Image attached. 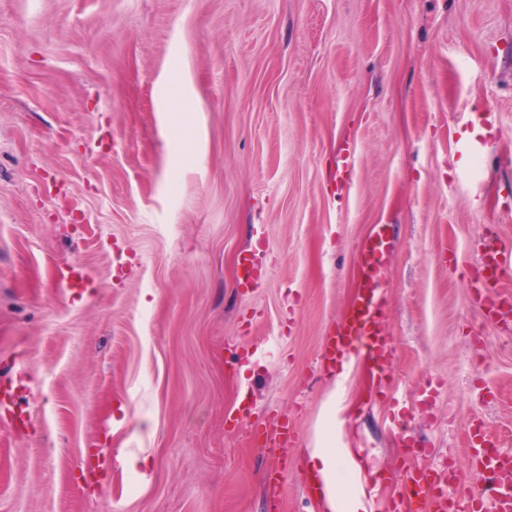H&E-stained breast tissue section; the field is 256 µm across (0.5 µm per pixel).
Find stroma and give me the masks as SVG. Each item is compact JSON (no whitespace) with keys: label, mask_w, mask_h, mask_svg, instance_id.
I'll return each mask as SVG.
<instances>
[{"label":"stroma","mask_w":512,"mask_h":512,"mask_svg":"<svg viewBox=\"0 0 512 512\" xmlns=\"http://www.w3.org/2000/svg\"><path fill=\"white\" fill-rule=\"evenodd\" d=\"M471 107L501 128L473 170ZM377 224L382 385L318 368ZM484 224L512 243V0H0V376L27 385L24 427L0 428V512H320L298 466L268 502L252 427L277 415L289 457L326 427L369 447L385 501L394 421L417 464L466 467L469 420L512 427V335L466 288ZM259 237L267 275L243 294ZM70 263L93 278L79 300L54 279ZM90 449L144 460L148 486L115 465L94 498ZM266 273L265 253L259 242L253 247L242 250L238 255L236 287L249 290Z\"/></svg>","instance_id":"1"}]
</instances>
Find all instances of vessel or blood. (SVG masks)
<instances>
[{
  "instance_id": "b4317fda",
  "label": "vessel or blood",
  "mask_w": 512,
  "mask_h": 512,
  "mask_svg": "<svg viewBox=\"0 0 512 512\" xmlns=\"http://www.w3.org/2000/svg\"><path fill=\"white\" fill-rule=\"evenodd\" d=\"M469 126L484 128L486 137L478 142H460L458 151L465 157L483 150L488 140L498 138L500 129L494 113L470 111L465 115ZM392 242L384 225H375L370 237L359 248L356 264L359 284L355 298L345 315L331 327L322 340L319 367L332 373L337 363L360 359L373 378L381 380L391 370L394 343L381 330V313L385 305L381 284L383 266ZM512 270V245L502 243L485 248L479 263L469 272L471 305L476 315L512 332V296L504 295L505 274ZM266 273L265 253L256 245L238 255L236 286L249 290ZM56 282L66 295L83 293L92 278L79 264L60 267ZM269 453L295 444L296 436L288 421L276 420L256 428ZM464 450L473 470L485 475L486 484L472 491L468 477L453 464L417 466L404 464L396 479V493L385 507H378L372 491L360 487L366 512H512V449L501 445L497 436L483 425L471 424L465 434ZM84 483L93 495H103L109 465L98 457H86L79 463Z\"/></svg>"
}]
</instances>
